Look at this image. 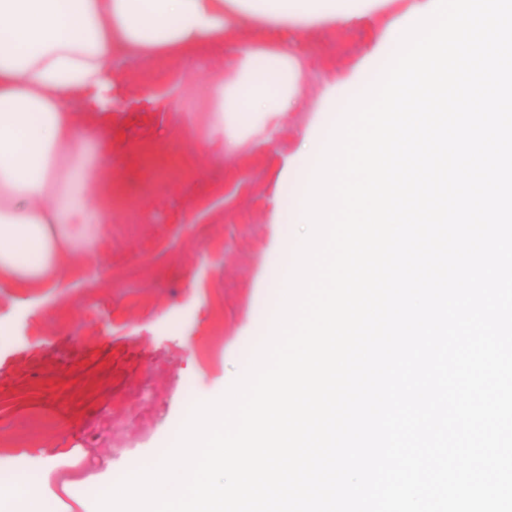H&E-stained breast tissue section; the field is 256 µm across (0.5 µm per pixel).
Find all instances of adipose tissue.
I'll return each mask as SVG.
<instances>
[{
	"label": "adipose tissue",
	"mask_w": 512,
	"mask_h": 512,
	"mask_svg": "<svg viewBox=\"0 0 512 512\" xmlns=\"http://www.w3.org/2000/svg\"><path fill=\"white\" fill-rule=\"evenodd\" d=\"M389 0H0V293L39 294L98 253L122 202L109 162L126 58L224 53L229 34L317 21L344 23ZM241 79L211 97L206 130L224 118L299 103L302 52L284 42L262 56L238 46Z\"/></svg>",
	"instance_id": "obj_1"
}]
</instances>
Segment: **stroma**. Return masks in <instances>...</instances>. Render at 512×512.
Segmentation results:
<instances>
[{
	"instance_id": "obj_1",
	"label": "stroma",
	"mask_w": 512,
	"mask_h": 512,
	"mask_svg": "<svg viewBox=\"0 0 512 512\" xmlns=\"http://www.w3.org/2000/svg\"><path fill=\"white\" fill-rule=\"evenodd\" d=\"M288 35L305 49L301 109L257 118L221 155L207 138L175 139L185 97L205 103L238 77L230 55L129 60L131 81L112 111L122 153L112 172L124 202L111 240L80 276L52 292L0 295V344L13 349L0 373V436L26 468L0 467V485L40 484L31 512H96L101 492L129 459L166 453L186 411L228 389L265 336L288 270L290 238L301 236L293 203L313 169L310 135L332 124L319 111L335 90L347 106L388 60L379 16L313 24ZM167 65L161 84L141 73ZM166 268L158 277L157 268ZM99 331L98 342L86 335ZM116 420L112 435L87 447L85 434ZM104 462L86 484L64 480L63 461L44 462L45 441Z\"/></svg>"
}]
</instances>
